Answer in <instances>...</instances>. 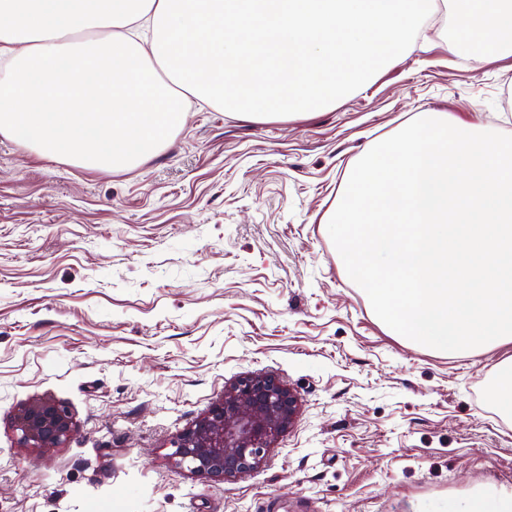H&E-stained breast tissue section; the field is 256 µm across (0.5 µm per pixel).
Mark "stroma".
Here are the masks:
<instances>
[{"label": "stroma", "mask_w": 512, "mask_h": 512, "mask_svg": "<svg viewBox=\"0 0 512 512\" xmlns=\"http://www.w3.org/2000/svg\"><path fill=\"white\" fill-rule=\"evenodd\" d=\"M446 32L336 103L254 122L193 102L154 156L84 169L0 135V512H448L512 490V417L489 396L512 343L472 355L390 334L324 223L360 155L423 112L512 135V55ZM294 388V426L231 482L172 440L238 378ZM75 431L20 447L13 414ZM19 441L25 448L50 451L61 447L73 432L68 407L51 398H33L21 405L13 416Z\"/></svg>", "instance_id": "obj_1"}]
</instances>
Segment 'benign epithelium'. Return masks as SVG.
Masks as SVG:
<instances>
[{
    "instance_id": "7a95c632",
    "label": "benign epithelium",
    "mask_w": 512,
    "mask_h": 512,
    "mask_svg": "<svg viewBox=\"0 0 512 512\" xmlns=\"http://www.w3.org/2000/svg\"><path fill=\"white\" fill-rule=\"evenodd\" d=\"M297 411L296 392L279 379L263 374L240 378L173 441L174 458L205 482L235 480L266 462ZM13 424L23 447L42 451L61 447L73 432L68 407L45 397L21 405Z\"/></svg>"
}]
</instances>
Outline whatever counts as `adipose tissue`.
Here are the masks:
<instances>
[{"instance_id": "ef3b65f1", "label": "adipose tissue", "mask_w": 512, "mask_h": 512, "mask_svg": "<svg viewBox=\"0 0 512 512\" xmlns=\"http://www.w3.org/2000/svg\"><path fill=\"white\" fill-rule=\"evenodd\" d=\"M448 0H0V135L67 162L153 156L191 100L256 121L335 101ZM451 44L512 53V0H467Z\"/></svg>"}]
</instances>
